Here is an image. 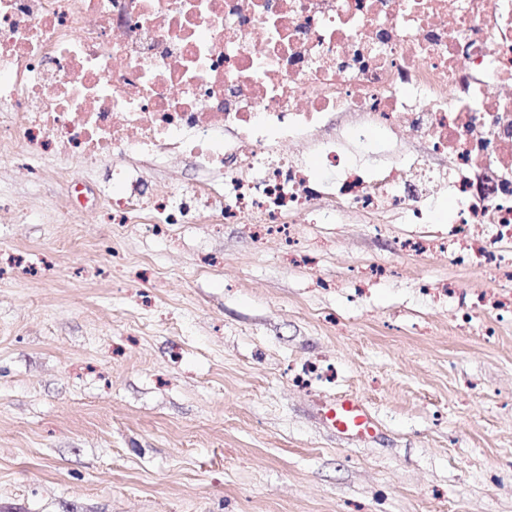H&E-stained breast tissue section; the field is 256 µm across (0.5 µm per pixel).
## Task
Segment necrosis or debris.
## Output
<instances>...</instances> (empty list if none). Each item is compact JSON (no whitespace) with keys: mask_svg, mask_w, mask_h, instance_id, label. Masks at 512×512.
Listing matches in <instances>:
<instances>
[{"mask_svg":"<svg viewBox=\"0 0 512 512\" xmlns=\"http://www.w3.org/2000/svg\"><path fill=\"white\" fill-rule=\"evenodd\" d=\"M0 155L116 224H433L512 247V0H0ZM203 178L150 188L146 170ZM494 229L474 239L471 225ZM498 251H491V244Z\"/></svg>","mask_w":512,"mask_h":512,"instance_id":"4bbe7bcc","label":"necrosis or debris"}]
</instances>
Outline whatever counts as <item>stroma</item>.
Returning <instances> with one entry per match:
<instances>
[{
    "mask_svg": "<svg viewBox=\"0 0 512 512\" xmlns=\"http://www.w3.org/2000/svg\"><path fill=\"white\" fill-rule=\"evenodd\" d=\"M108 184L0 157V512H512V280L447 225L156 232ZM345 394L374 436L320 421Z\"/></svg>",
    "mask_w": 512,
    "mask_h": 512,
    "instance_id": "obj_1",
    "label": "stroma"
}]
</instances>
